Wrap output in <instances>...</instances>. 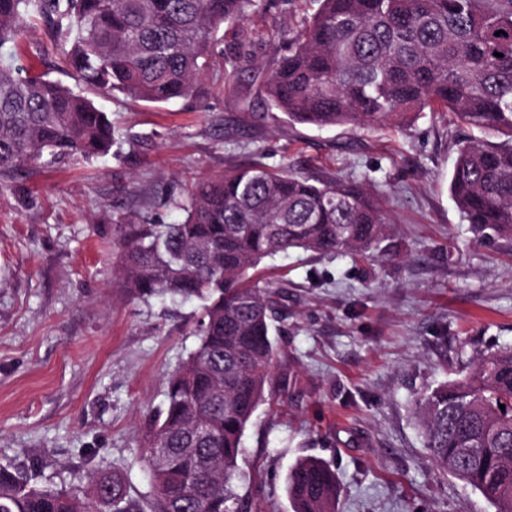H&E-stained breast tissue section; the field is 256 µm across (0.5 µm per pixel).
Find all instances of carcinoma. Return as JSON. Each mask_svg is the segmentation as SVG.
<instances>
[{"instance_id":"obj_1","label":"carcinoma","mask_w":512,"mask_h":512,"mask_svg":"<svg viewBox=\"0 0 512 512\" xmlns=\"http://www.w3.org/2000/svg\"><path fill=\"white\" fill-rule=\"evenodd\" d=\"M293 47L262 81L288 121L375 130L446 110L508 136L455 143L450 194L478 241L512 240V0H317ZM257 0H0V45L49 20L62 63L98 92L147 103L186 98L217 29ZM503 31L497 36L495 32ZM500 56H495V53ZM114 128L89 98L29 70L0 67V171L110 151ZM176 224L112 214L119 272L136 297L198 300L199 343L167 379L146 448L149 491L116 475L91 496L37 487L0 465V512H244L238 467L256 410L297 383L274 377L281 288L249 271L294 250L366 256L394 225L365 181L250 164L195 183ZM505 408H500V405ZM415 415L434 462L512 512V344L426 390ZM474 453L464 459L460 449ZM293 512H335L336 474L314 457L286 476Z\"/></svg>"}]
</instances>
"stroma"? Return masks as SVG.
Wrapping results in <instances>:
<instances>
[{
	"label": "stroma",
	"mask_w": 512,
	"mask_h": 512,
	"mask_svg": "<svg viewBox=\"0 0 512 512\" xmlns=\"http://www.w3.org/2000/svg\"><path fill=\"white\" fill-rule=\"evenodd\" d=\"M317 7L262 0L221 26L189 97H96L116 129L107 155L0 174V464L41 487L81 493L109 472L131 497L146 493L149 420L201 313L129 295L112 215L177 222L192 181L259 162L368 181L398 250L293 251L255 271L287 287L276 338L298 384L260 406L243 436L248 512H292L285 478L305 456L334 466L336 512H493L436 466L415 401L512 343V242H477L451 199L454 143L467 132L451 113L370 132L292 124L265 105L262 77ZM10 63L75 83L40 21L0 45V66Z\"/></svg>",
	"instance_id": "obj_1"
}]
</instances>
